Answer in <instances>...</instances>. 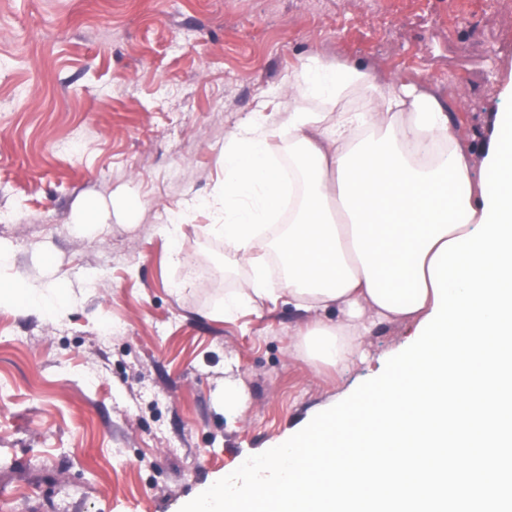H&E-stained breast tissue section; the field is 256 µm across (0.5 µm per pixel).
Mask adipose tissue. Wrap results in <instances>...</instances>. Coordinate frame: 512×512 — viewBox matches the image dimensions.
Returning <instances> with one entry per match:
<instances>
[{
    "label": "adipose tissue",
    "mask_w": 512,
    "mask_h": 512,
    "mask_svg": "<svg viewBox=\"0 0 512 512\" xmlns=\"http://www.w3.org/2000/svg\"><path fill=\"white\" fill-rule=\"evenodd\" d=\"M293 95L242 119L224 139V245L249 269L247 288L222 311L277 305L318 319L304 334L309 359L344 366L380 322L419 324L431 313L428 266L439 247L482 217L481 181L454 118L432 92L394 87L362 65L301 57L288 74ZM362 100L336 122L322 108L348 92ZM46 314L67 292L21 285L0 303Z\"/></svg>",
    "instance_id": "obj_1"
}]
</instances>
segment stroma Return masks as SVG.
I'll return each instance as SVG.
<instances>
[{
	"instance_id": "obj_1",
	"label": "stroma",
	"mask_w": 512,
	"mask_h": 512,
	"mask_svg": "<svg viewBox=\"0 0 512 512\" xmlns=\"http://www.w3.org/2000/svg\"><path fill=\"white\" fill-rule=\"evenodd\" d=\"M310 53L428 79L477 166L512 0H0V282L73 297L0 307V512H179L413 343L378 325L339 372L293 306L220 312L248 280L219 230L224 135Z\"/></svg>"
}]
</instances>
